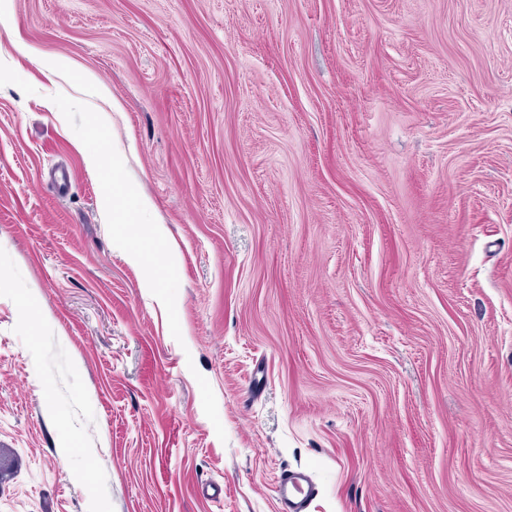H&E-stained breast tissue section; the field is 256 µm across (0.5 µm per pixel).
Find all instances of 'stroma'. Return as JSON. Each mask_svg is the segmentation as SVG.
Masks as SVG:
<instances>
[{
	"label": "stroma",
	"mask_w": 512,
	"mask_h": 512,
	"mask_svg": "<svg viewBox=\"0 0 512 512\" xmlns=\"http://www.w3.org/2000/svg\"><path fill=\"white\" fill-rule=\"evenodd\" d=\"M8 13L0 512H512V0ZM315 486L311 476L302 471H290L281 476L277 493L283 512H306Z\"/></svg>",
	"instance_id": "obj_1"
}]
</instances>
